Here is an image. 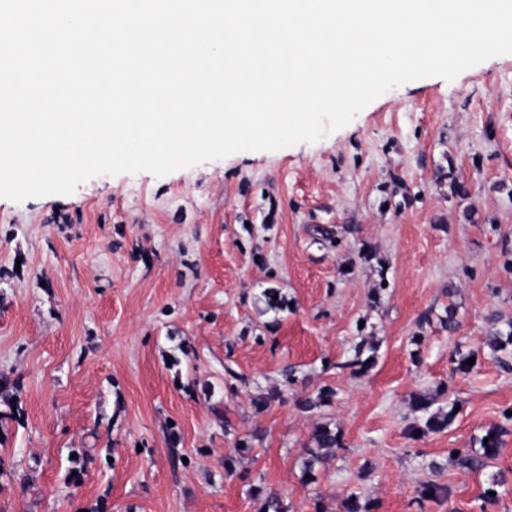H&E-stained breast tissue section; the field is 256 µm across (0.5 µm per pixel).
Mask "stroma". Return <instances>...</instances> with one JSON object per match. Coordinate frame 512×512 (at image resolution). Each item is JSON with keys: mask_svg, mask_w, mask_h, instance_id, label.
Here are the masks:
<instances>
[{"mask_svg": "<svg viewBox=\"0 0 512 512\" xmlns=\"http://www.w3.org/2000/svg\"><path fill=\"white\" fill-rule=\"evenodd\" d=\"M510 260L512 53L313 143L0 198V512H512Z\"/></svg>", "mask_w": 512, "mask_h": 512, "instance_id": "35a3bbf8", "label": "stroma"}]
</instances>
